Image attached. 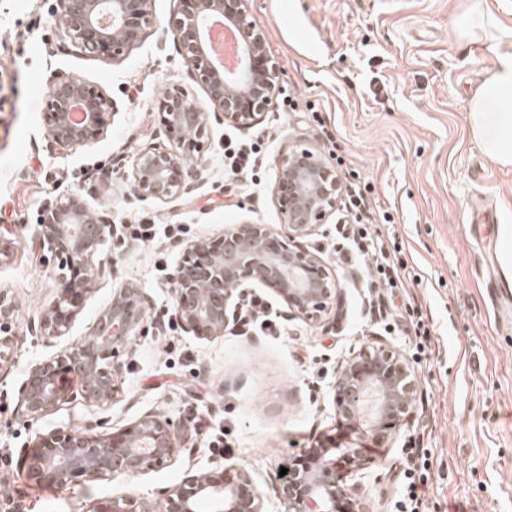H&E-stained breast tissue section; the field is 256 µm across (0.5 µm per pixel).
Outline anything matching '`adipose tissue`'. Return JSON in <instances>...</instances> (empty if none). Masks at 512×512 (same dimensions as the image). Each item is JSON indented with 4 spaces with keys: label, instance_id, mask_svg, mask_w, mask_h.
I'll use <instances>...</instances> for the list:
<instances>
[{
    "label": "adipose tissue",
    "instance_id": "ef3b65f1",
    "mask_svg": "<svg viewBox=\"0 0 512 512\" xmlns=\"http://www.w3.org/2000/svg\"><path fill=\"white\" fill-rule=\"evenodd\" d=\"M469 122L480 149L496 164L512 165V54L500 55L492 74L476 88Z\"/></svg>",
    "mask_w": 512,
    "mask_h": 512
}]
</instances>
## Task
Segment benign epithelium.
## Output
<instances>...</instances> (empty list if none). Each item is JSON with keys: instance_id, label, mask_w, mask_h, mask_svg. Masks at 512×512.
I'll list each match as a JSON object with an SVG mask.
<instances>
[{"instance_id": "7a95c632", "label": "benign epithelium", "mask_w": 512, "mask_h": 512, "mask_svg": "<svg viewBox=\"0 0 512 512\" xmlns=\"http://www.w3.org/2000/svg\"><path fill=\"white\" fill-rule=\"evenodd\" d=\"M73 51L119 59L143 40L153 24L151 0H57ZM166 21L179 54L203 89L208 104L180 84L166 85L154 109L165 140L140 146L132 180L145 201L176 202L203 179L202 157L213 126L250 129L262 122L280 90L281 68L270 54L262 29L251 20L249 0H177ZM219 21L234 29L240 60L231 72L213 54L210 31ZM116 103L103 88L73 75L53 77L43 109L46 148L70 151L100 141ZM272 193L281 224H230L202 241L181 243L170 280L175 317L199 339L224 335L236 322L233 301L245 286L272 291L288 313L325 327L339 299L336 276L307 246V240L335 215L342 196L336 167L308 147H296L276 159ZM115 231L112 212L91 211L81 196L70 194L48 204L39 236L72 277L42 312L33 329L47 342L69 330L88 286L106 272L98 261ZM150 296L124 282L99 314L89 335L55 356L35 364L18 392V404L35 418L77 397L112 403L121 364L119 355L146 327ZM15 304L0 289V368L9 363ZM78 380L80 389L68 382ZM418 393L417 376L399 352L366 347L341 364L334 384L336 426L346 438L308 450L293 461L281 486L285 512H347L339 507L350 492L348 475L371 463L369 441L382 448L408 420ZM192 441L187 425H175L148 412L110 433L52 431L24 449L21 465L37 482L65 488L81 481H123L167 466ZM264 512L263 493L244 468L206 472L187 470L179 483L157 492L155 501L117 495L93 512Z\"/></svg>"}]
</instances>
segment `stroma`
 <instances>
[{"label":"stroma","mask_w":512,"mask_h":512,"mask_svg":"<svg viewBox=\"0 0 512 512\" xmlns=\"http://www.w3.org/2000/svg\"><path fill=\"white\" fill-rule=\"evenodd\" d=\"M56 5L0 0V289L16 305L12 362L0 370V512H93L126 492L152 500L185 470L216 467L246 468L265 494L264 512H284L277 494L281 467L333 433L339 367L372 343L412 362L418 395L409 424L349 477L354 512H396L401 458L412 446L429 454V512H512V287L503 279V262L483 264L503 225H512V166L490 161L468 121L474 89L499 54L512 53V0H250L294 108L274 104L260 124L272 147L259 185L225 184V128L218 125L205 148L204 180L176 204L139 201L131 180L137 148L158 136V92L178 83L204 95L164 30L177 0H151L153 26L115 62L66 49ZM475 7L495 16L497 40L461 36L455 23ZM301 24L310 27V38L299 35ZM56 72L95 82L116 102L100 142L65 153L46 150L43 103ZM299 145L337 151L373 185V201L393 215L409 272L403 289L429 320L431 352L417 355L414 336H387L367 322L358 271L337 265L327 249L336 233L331 223L308 241L340 288V313L330 330L289 316L275 298L281 335L230 328L201 340L180 330L177 354L167 355L159 330L174 314V295L153 277L156 250L112 239L101 259L113 273L91 283L67 336L48 344L32 332L70 275L46 258L36 237L48 203L77 193L90 209L111 211L114 222L185 224L194 240L239 222L276 225V158ZM476 200L494 208L483 240L467 220ZM489 274L492 289L484 282ZM117 279L145 288L152 308L145 331L120 356L112 404L78 398L30 417L18 405L30 368L90 333ZM197 410L222 419L229 452L207 448L198 435L168 466L130 482L84 481L63 489L28 480L18 465L21 449L51 431L105 433L151 411L182 425Z\"/></svg>","instance_id":"1"}]
</instances>
